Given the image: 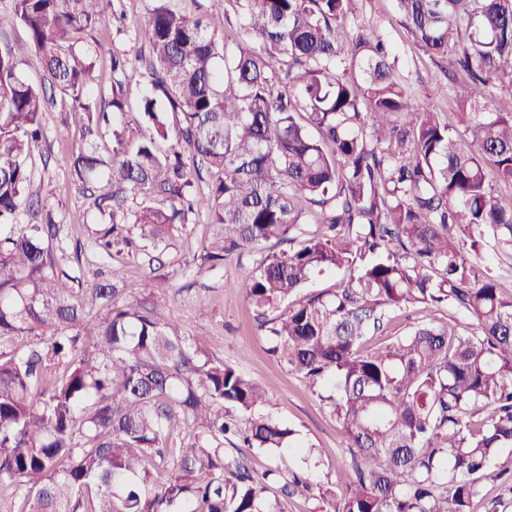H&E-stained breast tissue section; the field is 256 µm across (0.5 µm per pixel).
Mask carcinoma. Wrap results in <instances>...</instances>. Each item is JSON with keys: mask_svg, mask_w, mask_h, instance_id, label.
<instances>
[{"mask_svg": "<svg viewBox=\"0 0 512 512\" xmlns=\"http://www.w3.org/2000/svg\"><path fill=\"white\" fill-rule=\"evenodd\" d=\"M109 2L13 0L31 53L20 62L0 40V343L29 337L0 349V491L15 512H284L273 484L315 489L332 512H474L484 482L512 481V294L474 262L512 263V200L494 189L512 186V111H486L491 87L512 86V0H396L416 45L453 56L457 126L409 97L382 29L344 24L359 0H236L226 40L201 0H152L146 74L167 105L142 99L149 134L110 124L127 55L112 53L106 93L84 41L112 24ZM55 91L87 136L112 125L109 161L92 143L73 154L79 180L103 164L106 183L167 201L131 212L153 248L194 211L215 227L201 270L295 240L307 211L322 225L263 255L245 294L271 354L331 391L321 400L348 435L341 500L314 481L316 449L258 412L263 387L184 335L165 299L109 306V288L60 267L62 227L35 206L31 162ZM324 270L347 277L266 317ZM428 306L467 328L420 323L367 345L389 313ZM181 430L188 442L168 447ZM228 434L241 444L224 447ZM285 448L302 464L245 465L247 450Z\"/></svg>", "mask_w": 512, "mask_h": 512, "instance_id": "carcinoma-1", "label": "carcinoma"}]
</instances>
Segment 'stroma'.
<instances>
[{"mask_svg":"<svg viewBox=\"0 0 512 512\" xmlns=\"http://www.w3.org/2000/svg\"><path fill=\"white\" fill-rule=\"evenodd\" d=\"M151 0H112L111 9L123 21L107 32H92L86 40L100 44L96 56L102 85L112 83V54H135L146 50L144 23ZM353 25H375L384 29L399 50L398 73L411 93L426 98L444 111H451L454 85L443 75L449 62L430 59L408 40L400 23L394 0H361ZM70 100L55 94L43 114L45 137L34 152L32 174L40 189L39 206L51 211L62 224L64 245H82L81 263L63 257V269L88 281H101L116 287L144 278L150 279L158 293L169 299V314L182 325L187 335L204 330V342L211 354L257 380L268 394L261 412L286 422L300 431L303 438L319 451V478L335 477L342 463L348 440L324 403L300 375L291 372L270 355L265 336L258 327L256 313L241 286L261 255L286 250L275 240L260 250L246 251L225 261L216 269L198 272L196 257L213 226L205 216L189 215L185 226L177 227L162 253L141 240L136 225L124 227L132 247H124L105 256L94 248V241L104 229V220L95 197L87 192L71 168V158L86 141ZM449 308L410 309L394 313L382 342L407 335L418 323L445 325L456 320Z\"/></svg>","mask_w":512,"mask_h":512,"instance_id":"obj_1","label":"stroma"}]
</instances>
